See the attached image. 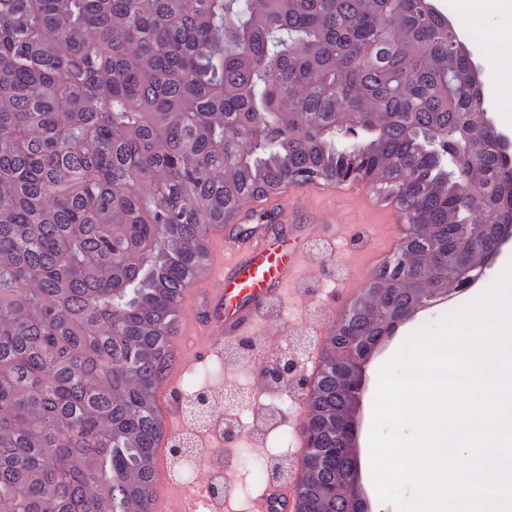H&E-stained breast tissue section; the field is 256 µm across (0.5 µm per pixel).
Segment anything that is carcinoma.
<instances>
[{"label": "carcinoma", "instance_id": "obj_1", "mask_svg": "<svg viewBox=\"0 0 512 512\" xmlns=\"http://www.w3.org/2000/svg\"><path fill=\"white\" fill-rule=\"evenodd\" d=\"M471 62L425 0H0V512H152L158 393L211 229L357 171L419 228L321 350L293 512H346L362 348L463 288L512 226ZM338 112L362 113L348 150ZM435 130L474 148L478 200ZM428 146L431 153L443 160H448L450 164V171H453L455 166L460 167L461 164L457 162L458 152L467 149L464 147L458 149L453 144L450 145L447 135L443 134H437L429 138Z\"/></svg>", "mask_w": 512, "mask_h": 512}]
</instances>
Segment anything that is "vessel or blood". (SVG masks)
Returning a JSON list of instances; mask_svg holds the SVG:
<instances>
[{
	"label": "vessel or blood",
	"mask_w": 512,
	"mask_h": 512,
	"mask_svg": "<svg viewBox=\"0 0 512 512\" xmlns=\"http://www.w3.org/2000/svg\"><path fill=\"white\" fill-rule=\"evenodd\" d=\"M330 181L304 184L300 192L283 189L274 204L243 212L242 224H258V231L245 235L216 228L208 239V276L196 279L185 294L173 333L183 360L222 353L225 343L253 333L272 307L283 304L286 295L305 289L312 264L322 257L307 241L316 228V213L308 212L310 198L335 193ZM184 368L173 366L161 396L169 437L181 439L193 427L183 418V401L177 392ZM187 484L170 480L164 492L154 494L152 512H219L221 502L206 489L187 493ZM295 496L294 486L282 483L265 491L255 512H282Z\"/></svg>",
	"instance_id": "obj_1"
}]
</instances>
